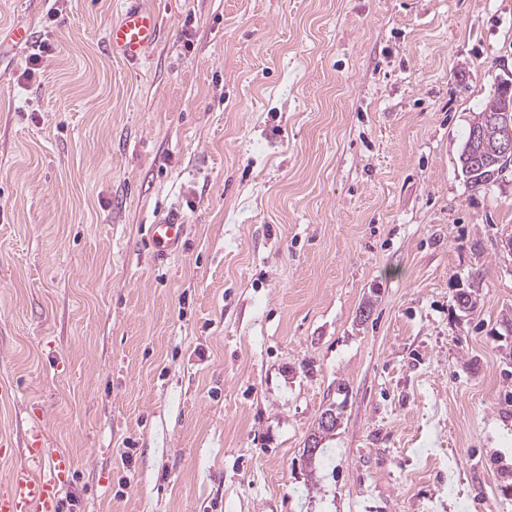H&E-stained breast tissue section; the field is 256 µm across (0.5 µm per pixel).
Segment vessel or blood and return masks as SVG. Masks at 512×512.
Returning a JSON list of instances; mask_svg holds the SVG:
<instances>
[{
    "instance_id": "obj_1",
    "label": "vessel or blood",
    "mask_w": 512,
    "mask_h": 512,
    "mask_svg": "<svg viewBox=\"0 0 512 512\" xmlns=\"http://www.w3.org/2000/svg\"><path fill=\"white\" fill-rule=\"evenodd\" d=\"M158 33L156 16L132 8L108 33L114 57L132 62L154 42ZM185 220L172 213L150 225L149 238L159 256L178 250L184 242ZM30 443L22 458L14 461L7 476L0 478V512H56L58 501L72 470L70 457L45 448L40 427H31Z\"/></svg>"
}]
</instances>
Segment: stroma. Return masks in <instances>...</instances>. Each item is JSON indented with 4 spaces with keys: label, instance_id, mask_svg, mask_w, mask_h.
I'll return each instance as SVG.
<instances>
[{
    "label": "stroma",
    "instance_id": "35a3bbf8",
    "mask_svg": "<svg viewBox=\"0 0 512 512\" xmlns=\"http://www.w3.org/2000/svg\"><path fill=\"white\" fill-rule=\"evenodd\" d=\"M510 71L512 0H0V474L36 424L74 512H512V168L457 166ZM157 33L158 21L152 12L130 8L118 23L112 25L107 43L113 57L132 62L154 42ZM184 217L172 213L158 224H150L149 238L157 255L164 257L178 250L184 242ZM331 410H333V409L328 408V409L324 410L323 412H321V414L317 420V423L313 426V429L311 430L310 434L307 436V440L313 439L315 448H318V450L315 454H307L305 452V449H309V448L313 447V444L310 441L306 445L307 448H306V446H304V448H303V453H304V455H306L307 459L309 460V462L311 464H312V462L315 463L316 461H321V462L324 461V447H323L322 442L328 436H331L332 433L329 430H327L319 420L322 418V416L325 412L331 411ZM335 420H336V422H338V420H339V423H340V417L338 414H336V419H335L334 413H327L323 416L324 425L327 427L332 426L335 423ZM320 443H321V447L319 446Z\"/></svg>",
    "mask_w": 512,
    "mask_h": 512
}]
</instances>
